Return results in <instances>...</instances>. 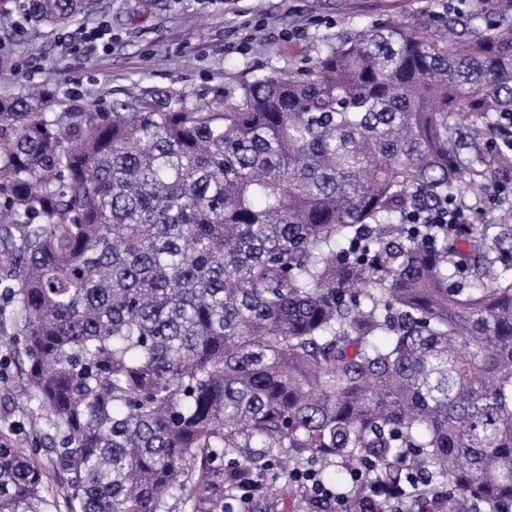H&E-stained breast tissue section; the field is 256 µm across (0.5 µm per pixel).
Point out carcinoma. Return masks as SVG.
Returning <instances> with one entry per match:
<instances>
[{"label": "carcinoma", "instance_id": "carcinoma-1", "mask_svg": "<svg viewBox=\"0 0 512 512\" xmlns=\"http://www.w3.org/2000/svg\"><path fill=\"white\" fill-rule=\"evenodd\" d=\"M99 3L21 7L39 32ZM210 93L54 118L49 89L0 97V255L67 512H233L287 448L512 512V224L390 221L461 180L456 126L512 113V0L342 30ZM44 483L0 432V512H38Z\"/></svg>", "mask_w": 512, "mask_h": 512}]
</instances>
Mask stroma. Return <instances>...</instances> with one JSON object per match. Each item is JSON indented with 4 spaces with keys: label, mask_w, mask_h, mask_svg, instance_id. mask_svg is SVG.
Returning <instances> with one entry per match:
<instances>
[{
    "label": "stroma",
    "mask_w": 512,
    "mask_h": 512,
    "mask_svg": "<svg viewBox=\"0 0 512 512\" xmlns=\"http://www.w3.org/2000/svg\"><path fill=\"white\" fill-rule=\"evenodd\" d=\"M461 0H103L102 13L70 26L72 36L112 24V48L102 51L79 41L64 48L62 34L44 30L30 40L16 25V12H0V97L41 86L55 90L59 112H73L94 100L109 112L133 83L175 87L199 100L220 85L235 96L242 85L272 71L312 65L337 31L364 30L384 23L447 18ZM461 151L469 167L484 170L486 190L456 188L478 204L480 234L494 237L512 224V203L493 201L498 185L512 186V154H497L494 115L472 114ZM12 305L0 293V431L18 446L33 449L48 464L56 426L39 407L25 376L27 360L14 344L19 327ZM264 489L249 512H299L301 503L279 473L261 472Z\"/></svg>",
    "instance_id": "stroma-1"
}]
</instances>
